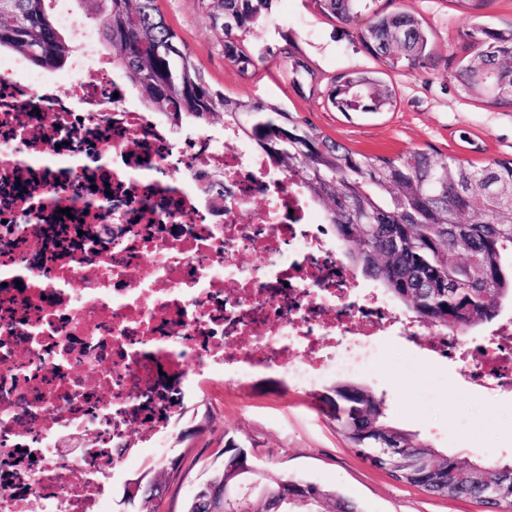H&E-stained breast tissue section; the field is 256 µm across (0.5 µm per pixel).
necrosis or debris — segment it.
I'll use <instances>...</instances> for the list:
<instances>
[{
    "mask_svg": "<svg viewBox=\"0 0 512 512\" xmlns=\"http://www.w3.org/2000/svg\"><path fill=\"white\" fill-rule=\"evenodd\" d=\"M57 17L81 34L67 76L0 54V512H105L114 461L139 463L122 440L166 447L198 380L372 377L389 333L512 390V317L472 344L423 331L262 154L177 140Z\"/></svg>",
    "mask_w": 512,
    "mask_h": 512,
    "instance_id": "necrosis-or-debris-1",
    "label": "necrosis or debris"
}]
</instances>
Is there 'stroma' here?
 Listing matches in <instances>:
<instances>
[{
    "mask_svg": "<svg viewBox=\"0 0 512 512\" xmlns=\"http://www.w3.org/2000/svg\"><path fill=\"white\" fill-rule=\"evenodd\" d=\"M387 11L422 20L432 37L430 65L413 73L387 70L369 55L357 29L332 21L310 0H274L269 16L250 37L256 66L241 72L224 56V33L212 25L209 0H158L195 64L225 95L261 99L292 112L304 124L352 150L395 155L423 148L436 159L476 166L512 159V108L463 97L453 79L466 54V34L477 26L512 23V0H487L466 11L456 0H379ZM288 48L317 75L319 84L296 83L288 59L269 49ZM365 71L394 87V109L343 113L327 100L337 77ZM365 385L382 398L398 427L440 453L463 460L512 461V396L484 395L466 386L456 362L420 355L417 347L389 337L378 379ZM190 438L168 453L182 459L168 472L157 512H183L194 485L219 465L225 437L243 443L262 464L344 492L366 512H486L471 500L436 498L400 484L372 467L316 406L311 391L256 380H202L196 406L181 422Z\"/></svg>",
    "mask_w": 512,
    "mask_h": 512,
    "instance_id": "1",
    "label": "stroma"
}]
</instances>
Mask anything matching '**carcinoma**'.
<instances>
[{
    "label": "carcinoma",
    "mask_w": 512,
    "mask_h": 512,
    "mask_svg": "<svg viewBox=\"0 0 512 512\" xmlns=\"http://www.w3.org/2000/svg\"><path fill=\"white\" fill-rule=\"evenodd\" d=\"M96 2L112 66L140 93L143 105L163 114L176 130L193 122L202 127L222 115L236 139L252 143L281 175L300 184L322 208L348 262L415 322L463 333L495 320L501 302H512V160L477 167L438 161L419 148L395 156L353 151L276 104L213 88L157 0ZM311 2L344 23L368 16L359 39L391 70L424 68L431 60L429 33L412 14L385 13L374 8L376 0ZM49 3L0 0V49L39 68L62 69L71 50ZM271 3L212 0L210 19L224 32V54L242 71L255 66L248 37ZM467 37L478 51L456 72L458 89L487 104L512 105V94L491 95L480 80L488 75L512 86V26L475 27ZM328 101L340 112L376 113L392 110L396 96L380 79L352 71L336 80ZM315 398L359 455L397 482L439 498L475 500L490 512L512 504V463L439 453L391 423L384 402L353 381H338ZM239 447L232 437L224 441L222 466L206 480L215 494L190 497L185 512H364L335 488L315 484L300 494L295 486L302 478L272 477L260 466L250 478L264 492L246 494ZM179 465L178 457L148 464L126 484L122 504L130 512H156L165 472Z\"/></svg>",
    "instance_id": "obj_1"
}]
</instances>
